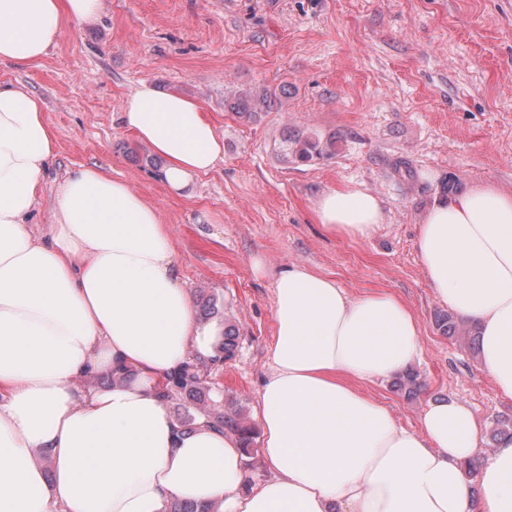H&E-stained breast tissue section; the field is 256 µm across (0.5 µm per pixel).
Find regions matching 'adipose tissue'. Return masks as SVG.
<instances>
[{
  "label": "adipose tissue",
  "instance_id": "ef3b65f1",
  "mask_svg": "<svg viewBox=\"0 0 512 512\" xmlns=\"http://www.w3.org/2000/svg\"><path fill=\"white\" fill-rule=\"evenodd\" d=\"M100 0H0V62L46 56L65 23L90 22ZM123 126L162 157L177 192L224 158L199 103L143 81ZM57 139L42 100L0 83V512H169L176 499L210 512H512V437L483 450L461 401L430 404L399 426L364 383L403 371L420 324L398 297L352 298L293 263L273 275L274 334L254 419L265 473L247 478L237 437L181 427L158 389L191 351L222 334L201 324L180 281L159 210L101 168L68 171L54 221L31 219ZM330 233L369 237L378 199L325 192ZM418 249L439 300L480 336L484 372L512 398V193L480 184L432 203ZM132 379L106 389L76 378ZM50 458L44 474L35 453ZM485 458L478 487L463 469Z\"/></svg>",
  "mask_w": 512,
  "mask_h": 512
}]
</instances>
